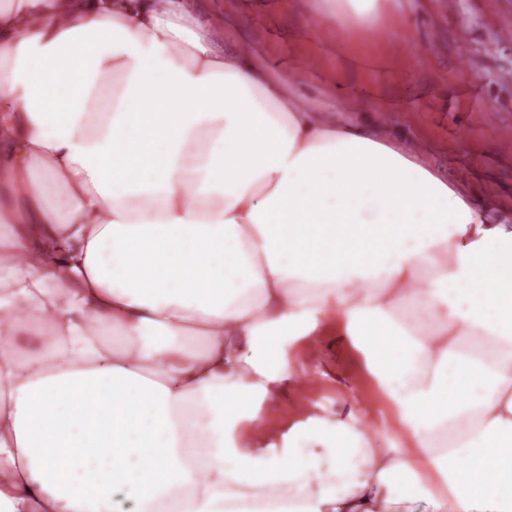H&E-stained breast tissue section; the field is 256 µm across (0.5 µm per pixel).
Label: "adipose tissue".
<instances>
[{"mask_svg":"<svg viewBox=\"0 0 512 512\" xmlns=\"http://www.w3.org/2000/svg\"><path fill=\"white\" fill-rule=\"evenodd\" d=\"M189 0H0V512H512V216ZM338 325L373 410L268 430ZM373 448H397L407 447L405 433L392 421H383L382 426L377 428L372 435Z\"/></svg>","mask_w":512,"mask_h":512,"instance_id":"obj_1","label":"adipose tissue"}]
</instances>
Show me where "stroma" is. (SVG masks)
<instances>
[{
	"instance_id": "35a3bbf8",
	"label": "stroma",
	"mask_w": 512,
	"mask_h": 512,
	"mask_svg": "<svg viewBox=\"0 0 512 512\" xmlns=\"http://www.w3.org/2000/svg\"><path fill=\"white\" fill-rule=\"evenodd\" d=\"M203 19L222 24L225 48L252 42L267 64L296 79L301 96L325 110L352 105L366 121L381 115L392 137L415 140L471 200L496 196L512 214V0H379L380 19L351 31L333 0H198ZM319 384L289 387L268 416L290 418L291 404L346 402L340 382L369 403L382 399L359 351L340 331L319 339Z\"/></svg>"
}]
</instances>
